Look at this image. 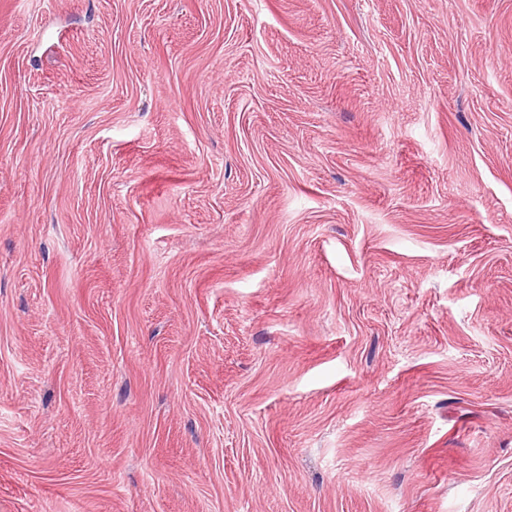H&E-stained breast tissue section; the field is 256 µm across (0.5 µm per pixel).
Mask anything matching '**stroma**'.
Segmentation results:
<instances>
[{
  "label": "stroma",
  "instance_id": "obj_1",
  "mask_svg": "<svg viewBox=\"0 0 512 512\" xmlns=\"http://www.w3.org/2000/svg\"><path fill=\"white\" fill-rule=\"evenodd\" d=\"M0 512H512V0H0Z\"/></svg>",
  "mask_w": 512,
  "mask_h": 512
}]
</instances>
